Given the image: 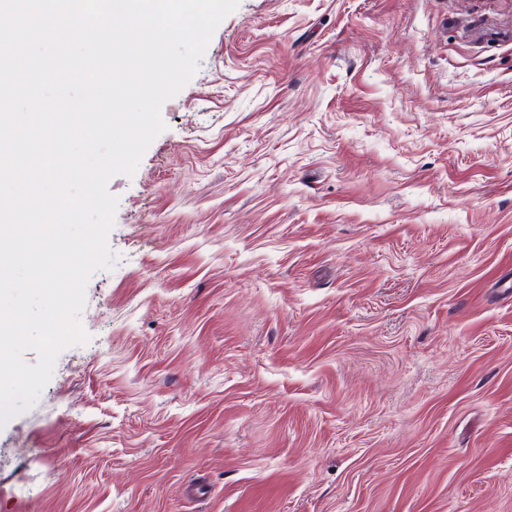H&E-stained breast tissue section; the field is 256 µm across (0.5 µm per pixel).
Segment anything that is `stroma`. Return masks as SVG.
Listing matches in <instances>:
<instances>
[{
    "mask_svg": "<svg viewBox=\"0 0 512 512\" xmlns=\"http://www.w3.org/2000/svg\"><path fill=\"white\" fill-rule=\"evenodd\" d=\"M0 426V512H512V0H239Z\"/></svg>",
    "mask_w": 512,
    "mask_h": 512,
    "instance_id": "stroma-1",
    "label": "stroma"
}]
</instances>
